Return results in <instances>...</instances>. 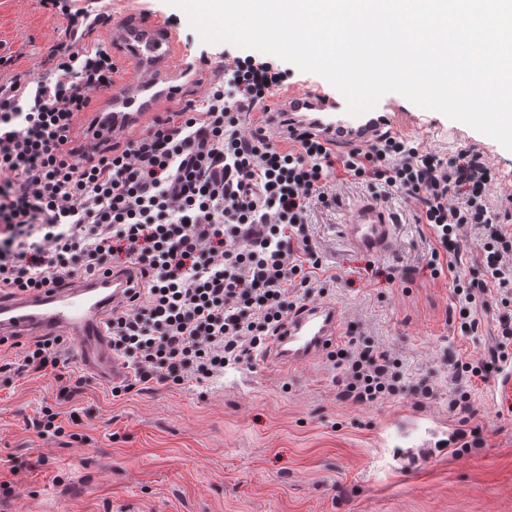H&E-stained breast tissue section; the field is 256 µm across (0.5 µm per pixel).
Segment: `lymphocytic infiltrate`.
Returning <instances> with one entry per match:
<instances>
[{
    "instance_id": "1",
    "label": "lymphocytic infiltrate",
    "mask_w": 512,
    "mask_h": 512,
    "mask_svg": "<svg viewBox=\"0 0 512 512\" xmlns=\"http://www.w3.org/2000/svg\"><path fill=\"white\" fill-rule=\"evenodd\" d=\"M67 21L68 42L37 75L0 80V291L55 288L130 265L141 282L107 326L112 352L133 375L113 396L159 381L203 382L262 351L294 306L292 286L310 287L322 269L308 230L315 206L336 204V168L414 204L434 238L432 278L451 276L458 327L494 296L512 306V213L490 202L496 177L483 156L423 151L386 135L334 156L298 130L281 148L247 115L282 85L273 63L245 57L225 64L199 105L158 121L124 148L83 152L76 123L92 96L113 83L118 64L85 45L92 13L75 0H41ZM484 252L477 277L452 276L464 225ZM490 359L455 367L453 409L471 408L467 385L489 379L512 343L500 320ZM342 393L359 404L396 394L399 362L375 346L338 349Z\"/></svg>"
}]
</instances>
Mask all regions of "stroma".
<instances>
[{"label":"stroma","instance_id":"35a3bbf8","mask_svg":"<svg viewBox=\"0 0 512 512\" xmlns=\"http://www.w3.org/2000/svg\"><path fill=\"white\" fill-rule=\"evenodd\" d=\"M80 3L109 17L86 44L118 60L111 26L130 12L175 29L189 60L214 69L247 54L202 41L170 0ZM65 27L40 0H0V55L13 56L14 72L36 73ZM407 109L409 138L445 158L481 152L499 177L492 204L512 205V151L440 112ZM332 188L337 206L317 209L310 226L328 280L296 288L297 303L340 306L339 347L371 342L398 358L406 377L432 379V398L404 390L373 405L341 399L342 370L326 353L298 367L255 357L203 384L154 381L116 399L68 347L60 375L0 372V478L13 485L0 493V512H512V407L494 396L512 356L469 386L481 447L455 452L460 422L448 404L457 361L489 357L503 308L488 299L477 329L461 334L452 280L430 277V234L409 206L389 200L400 217L395 249L370 256L338 229L372 189L343 179ZM47 406L65 412L64 436L33 429Z\"/></svg>","mask_w":512,"mask_h":512}]
</instances>
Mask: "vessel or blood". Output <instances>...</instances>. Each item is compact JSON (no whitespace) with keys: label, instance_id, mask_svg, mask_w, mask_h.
I'll return each mask as SVG.
<instances>
[{"label":"vessel or blood","instance_id":"1","mask_svg":"<svg viewBox=\"0 0 512 512\" xmlns=\"http://www.w3.org/2000/svg\"><path fill=\"white\" fill-rule=\"evenodd\" d=\"M113 44L126 56L124 77L98 94V103L86 117L88 137L94 142H127L133 131L177 110L188 88L203 86L209 69L190 65L176 33L133 16L114 24ZM281 116L273 131L287 140L290 130L305 128L331 148H361L383 131L410 128L411 118L397 102L377 103L363 114L347 111L343 95L297 83L281 90L273 104ZM341 235L353 249L372 255L391 252L396 236L393 212L374 199L351 209ZM131 285L123 271L82 279L67 288L40 289L0 295V342L25 338L66 339L76 350L80 366L104 381L118 382L127 365L112 353L104 316L125 302ZM342 312L331 302L307 305L290 315L275 336L267 355L281 364L303 366L336 343Z\"/></svg>","mask_w":512,"mask_h":512}]
</instances>
